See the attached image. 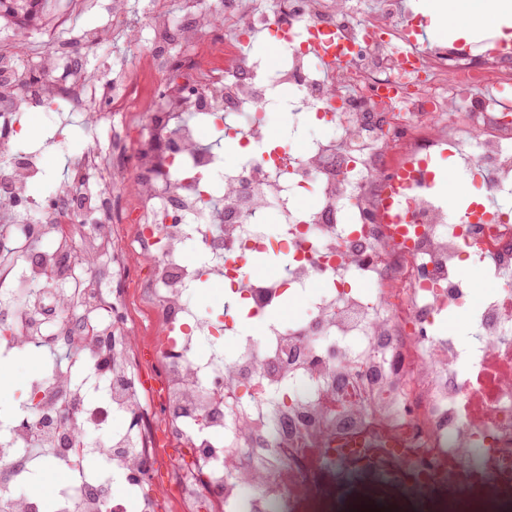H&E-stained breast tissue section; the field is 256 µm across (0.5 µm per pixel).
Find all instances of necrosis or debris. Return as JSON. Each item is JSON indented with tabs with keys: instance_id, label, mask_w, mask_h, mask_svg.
Here are the masks:
<instances>
[{
	"instance_id": "4bbe7bcc",
	"label": "necrosis or debris",
	"mask_w": 512,
	"mask_h": 512,
	"mask_svg": "<svg viewBox=\"0 0 512 512\" xmlns=\"http://www.w3.org/2000/svg\"><path fill=\"white\" fill-rule=\"evenodd\" d=\"M86 5L66 0L25 51L0 44V154L35 104L66 101L108 130L48 207L31 194L36 159L0 165V291L14 297L18 278L30 297L9 310L0 359L48 354L0 435V512H45L11 484L64 458L82 471L91 455L111 480L59 488L55 512H127L133 499L140 512H360L367 489L409 512H512V222L463 221L430 189L432 159L448 155L486 194L512 193V53H414L400 0L365 15L358 0H187L180 24L168 0H148L147 47L116 68L103 50L117 30L88 31L84 47L101 53L89 73L62 39ZM312 33L351 60L323 67ZM260 35L278 42L275 67L251 51ZM279 86L296 91L292 123L328 137L264 150ZM204 129L247 155L225 162ZM29 207L42 216L31 231ZM193 245L202 261L188 260ZM269 247L290 263L251 277ZM474 269L498 283L480 300ZM203 280L224 282L222 311L192 302ZM289 297L306 317L272 319ZM459 310L475 326L464 344L439 329ZM245 318L263 331L241 335ZM92 389L103 404H88ZM116 416L123 428L91 441ZM154 472L168 478L142 495Z\"/></svg>"
}]
</instances>
